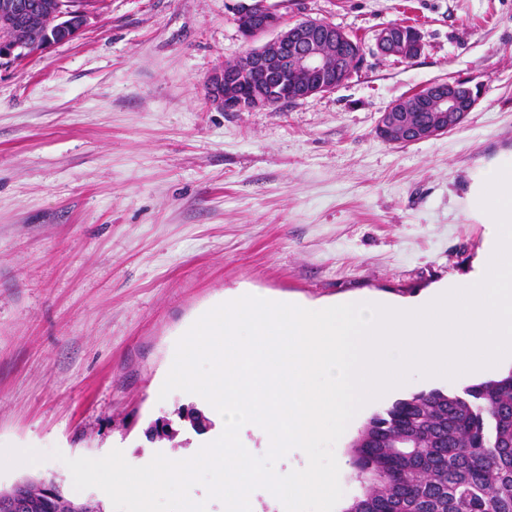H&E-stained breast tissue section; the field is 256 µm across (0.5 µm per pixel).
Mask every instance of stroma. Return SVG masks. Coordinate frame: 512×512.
I'll return each instance as SVG.
<instances>
[{
    "label": "stroma",
    "mask_w": 512,
    "mask_h": 512,
    "mask_svg": "<svg viewBox=\"0 0 512 512\" xmlns=\"http://www.w3.org/2000/svg\"><path fill=\"white\" fill-rule=\"evenodd\" d=\"M242 0H96L72 40L0 67V445L63 460L0 473V489L55 481L65 458L187 454L202 434L160 398L177 340L244 292L307 304L408 299L465 277L487 225L471 177L512 159V0H270L363 48L336 90L227 112L208 80L253 47ZM416 27L411 61L379 56L382 27ZM467 78L477 106L446 135L376 133L394 103ZM174 440H153L155 420ZM335 445L347 506L363 492Z\"/></svg>",
    "instance_id": "stroma-1"
}]
</instances>
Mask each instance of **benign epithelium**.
I'll list each match as a JSON object with an SVG mask.
<instances>
[{
  "label": "benign epithelium",
  "mask_w": 512,
  "mask_h": 512,
  "mask_svg": "<svg viewBox=\"0 0 512 512\" xmlns=\"http://www.w3.org/2000/svg\"><path fill=\"white\" fill-rule=\"evenodd\" d=\"M41 10L53 18L54 32L41 43L19 36L20 19ZM87 0H0V60L18 59L42 52L75 37L87 22ZM238 23L247 39L273 38L250 50L240 69L224 67L209 79L212 100L226 112H256L274 103H293L327 93L348 80L361 63L363 51L342 29L316 19L295 24L285 21L269 0H250L239 12ZM376 50L383 57L411 60L420 55L421 36L414 27L394 23L376 35ZM261 76L245 95L240 80L246 74ZM479 101V90L465 80L436 82L419 98L423 122L413 124L400 104L382 113L377 128L393 144L410 145L444 135L460 126ZM26 492L15 489L0 495V512H27Z\"/></svg>",
  "instance_id": "benign-epithelium-1"
}]
</instances>
